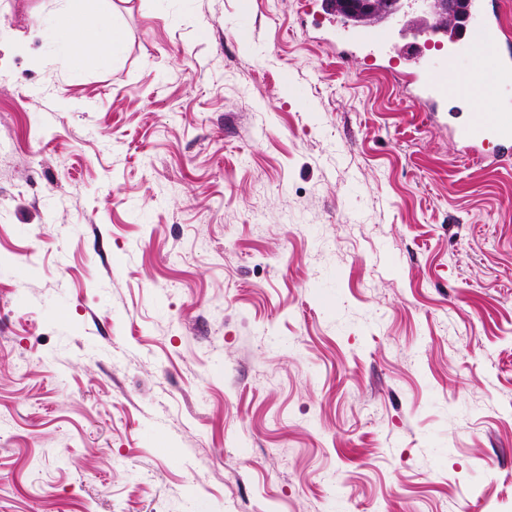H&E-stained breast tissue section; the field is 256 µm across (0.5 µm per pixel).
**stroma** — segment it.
Here are the masks:
<instances>
[{
  "instance_id": "1",
  "label": "stroma",
  "mask_w": 512,
  "mask_h": 512,
  "mask_svg": "<svg viewBox=\"0 0 512 512\" xmlns=\"http://www.w3.org/2000/svg\"><path fill=\"white\" fill-rule=\"evenodd\" d=\"M0 0V512H512V165L321 0ZM56 23L61 27L74 28V31L77 34V44L73 50L74 54L84 55V58L91 56L96 60H101L106 56L105 54L93 53V45L95 43L94 34L79 26L77 17L74 16L72 13L60 14L56 18Z\"/></svg>"
}]
</instances>
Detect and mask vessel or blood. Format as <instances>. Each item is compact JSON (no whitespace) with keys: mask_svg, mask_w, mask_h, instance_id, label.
Wrapping results in <instances>:
<instances>
[{"mask_svg":"<svg viewBox=\"0 0 512 512\" xmlns=\"http://www.w3.org/2000/svg\"><path fill=\"white\" fill-rule=\"evenodd\" d=\"M466 12L462 51L432 63L417 62L407 73V88L429 112L483 93L496 97L512 87V42L504 34L500 15L487 8L485 0H468ZM452 138L463 160L485 165L493 158L500 162L511 159L512 112L468 113L466 120L455 126Z\"/></svg>","mask_w":512,"mask_h":512,"instance_id":"vessel-or-blood-1","label":"vessel or blood"}]
</instances>
